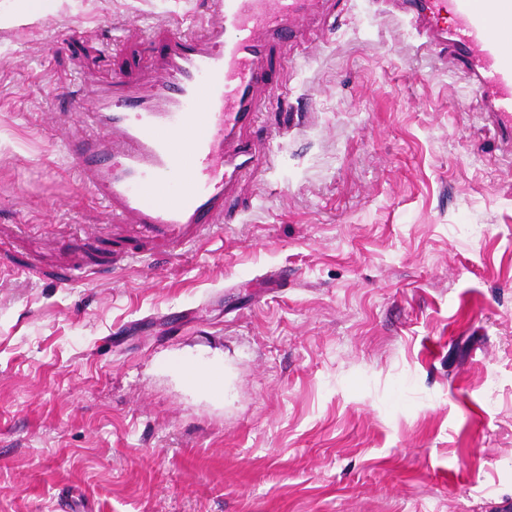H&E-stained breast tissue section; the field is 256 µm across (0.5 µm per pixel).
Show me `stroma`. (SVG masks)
Instances as JSON below:
<instances>
[{"label": "stroma", "instance_id": "obj_1", "mask_svg": "<svg viewBox=\"0 0 512 512\" xmlns=\"http://www.w3.org/2000/svg\"><path fill=\"white\" fill-rule=\"evenodd\" d=\"M203 2L0 24V512H499L512 156L391 0L277 47L272 163L180 246L62 158L77 105Z\"/></svg>", "mask_w": 512, "mask_h": 512}]
</instances>
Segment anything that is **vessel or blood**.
<instances>
[{
    "label": "vessel or blood",
    "mask_w": 512,
    "mask_h": 512,
    "mask_svg": "<svg viewBox=\"0 0 512 512\" xmlns=\"http://www.w3.org/2000/svg\"><path fill=\"white\" fill-rule=\"evenodd\" d=\"M324 0H205L202 34L170 33L153 68L116 77L87 103L88 132L61 151L113 221L179 239L185 225L220 224L240 171L257 158L242 132L274 89L269 50ZM426 46L468 70L481 110L512 150V0H395Z\"/></svg>",
    "instance_id": "1"
}]
</instances>
